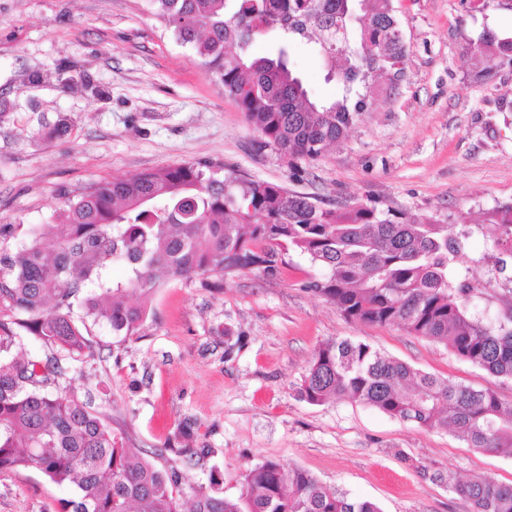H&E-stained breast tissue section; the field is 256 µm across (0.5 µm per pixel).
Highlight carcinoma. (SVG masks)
<instances>
[{
	"label": "carcinoma",
	"mask_w": 512,
	"mask_h": 512,
	"mask_svg": "<svg viewBox=\"0 0 512 512\" xmlns=\"http://www.w3.org/2000/svg\"><path fill=\"white\" fill-rule=\"evenodd\" d=\"M156 15L204 67L247 121L290 161L340 144L367 107L374 72L404 74L393 0H152ZM268 29L281 35L276 55L250 47ZM305 43L323 59L342 98L311 100L288 49ZM477 52L512 65V38L482 34ZM492 247L512 254V204L490 215ZM16 246L0 244V471L32 468L71 490L65 512H182L179 475L127 447L87 400L63 384L72 364L91 355L82 328L104 323L134 336L157 288L171 278L253 267L272 270L288 250L327 275L312 290L350 320L400 325L444 344L458 358L512 379V307L495 326L471 316L478 284L452 278L461 239L448 225L399 210L359 204L331 209L306 194L253 179L219 178L208 162L185 163L125 179L103 180L68 199L53 224L29 229ZM115 264L125 268L112 278ZM139 295L134 306L129 296ZM30 340L40 354L12 353ZM299 396L371 405L429 430L451 429L485 453L512 449V405L488 389L453 385L389 358L364 342L327 340L316 349ZM448 484L472 512H512V486L479 476ZM191 512H382L326 487L309 471L266 460L243 475L238 498L215 490Z\"/></svg>",
	"instance_id": "obj_1"
}]
</instances>
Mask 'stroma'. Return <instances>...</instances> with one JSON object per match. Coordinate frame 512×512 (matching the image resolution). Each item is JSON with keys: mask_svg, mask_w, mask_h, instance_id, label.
<instances>
[{"mask_svg": "<svg viewBox=\"0 0 512 512\" xmlns=\"http://www.w3.org/2000/svg\"><path fill=\"white\" fill-rule=\"evenodd\" d=\"M394 5L407 50L402 80L374 78L370 105L347 139L291 162L259 147V133L151 0H0V225H15L20 243L89 183L208 161L224 176L273 182L328 208L364 203L447 225L463 241L456 268L479 284L470 311L496 324L512 296V260L499 272L488 216L512 203V66L473 79L469 45L487 30L512 37V0ZM290 59L311 98L342 96L307 46H293ZM62 73L72 76L70 87ZM61 120L67 131L54 134ZM324 275L291 251L277 273L231 271L219 289L205 276L170 280L138 335L90 327L92 354L71 371L70 388L91 397L128 446L179 472L186 510L209 491L211 473L235 498L242 473L267 460L303 468L383 512H470L448 487L422 477L423 464L512 485V454L480 452L453 431L372 406L298 398L315 348L348 339L512 404L511 379L445 345L345 318L310 288ZM187 423L196 456L177 451ZM69 496L36 470L0 472V512H61Z\"/></svg>", "mask_w": 512, "mask_h": 512, "instance_id": "1", "label": "stroma"}]
</instances>
